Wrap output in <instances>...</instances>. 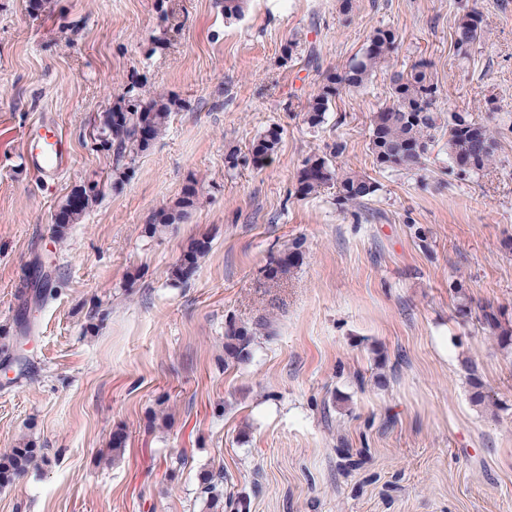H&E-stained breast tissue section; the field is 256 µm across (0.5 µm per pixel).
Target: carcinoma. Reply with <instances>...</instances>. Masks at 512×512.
<instances>
[{"instance_id": "carcinoma-1", "label": "carcinoma", "mask_w": 512, "mask_h": 512, "mask_svg": "<svg viewBox=\"0 0 512 512\" xmlns=\"http://www.w3.org/2000/svg\"><path fill=\"white\" fill-rule=\"evenodd\" d=\"M481 15L471 9L459 16L454 31L456 53L466 57L474 42L480 37ZM398 36L391 28H377L368 39L362 55L353 60L343 71L330 73L318 87L308 103L306 122L315 127L323 122L333 98L346 88H361L374 70L382 66L397 48ZM392 103L372 113L371 152L376 165L383 169L419 168L435 142V133L440 128L435 109L437 86L426 73V65L418 62L407 73L397 72L391 78ZM182 108L181 102L170 96L145 97L130 85L118 96L112 108L101 115L103 134L101 146L112 152L115 165L112 167L110 186L121 188L128 179L130 164L135 157L146 151L153 141L168 126L173 112ZM448 137L446 145L451 159L450 174L464 180L490 166L494 161L496 139L494 130L483 119L467 111L448 113ZM280 142V132L268 129L251 149L254 165L261 166L274 153ZM336 187L337 198L344 203H361L373 196L377 185L363 175L347 173L337 177L325 157H309L297 175L296 192L302 196L319 192L323 187ZM104 194V184L92 180L75 188L59 205L54 215L56 232L64 234L71 224L79 223L86 212ZM199 204L196 183L186 184L173 205L158 210L145 232L154 237L175 224L194 210ZM209 250V241L193 240L180 262L174 267L173 277L186 282L194 274L199 258ZM298 247L287 248L270 263L267 275L277 278L287 274L298 264ZM49 276L40 275L33 285L31 296L24 297V305H40L51 296L48 288ZM481 324L498 344L512 347V322L505 313L491 307L481 308ZM268 327L267 322L258 321L253 326L229 323L225 329L224 359L246 361L251 356V345L258 332ZM469 373V382L474 389L472 399L476 403L485 401L483 383L476 374L475 365L464 361ZM39 449L28 441L17 443L14 448L0 455V486L11 483L16 477L27 473L35 464ZM200 490L206 497V505L213 512H249V503L243 497L224 496L221 475L206 473L200 478Z\"/></svg>"}]
</instances>
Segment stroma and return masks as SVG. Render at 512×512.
I'll use <instances>...</instances> for the list:
<instances>
[{"label":"stroma","mask_w":512,"mask_h":512,"mask_svg":"<svg viewBox=\"0 0 512 512\" xmlns=\"http://www.w3.org/2000/svg\"><path fill=\"white\" fill-rule=\"evenodd\" d=\"M351 5L248 0L228 20L217 0H52L42 14L0 0V336L19 354L0 360V453L25 439L47 458L0 487V512H207L204 471L250 512H512V352L480 323L485 306L512 313V0ZM473 8L481 34L462 58L455 21ZM378 27L399 36L387 67L310 126L312 94ZM420 61L440 116L468 111L496 131L494 163L469 179L446 174L440 142L419 170L373 162L371 115L392 74ZM134 82L184 107L123 188L57 236L58 204L110 176L92 131ZM47 113L71 155L45 182L25 147ZM271 127L278 148L253 166ZM328 154L375 195H297L304 160ZM191 180L200 206L146 236ZM199 238L208 253L175 281ZM295 244L300 264L269 279ZM37 264L54 293L24 336L20 291ZM260 319L269 333L250 360L225 364L227 323ZM209 250V241L205 238L193 240L187 247L180 262L174 267L173 277L182 282H187L194 274L199 258Z\"/></svg>","instance_id":"35a3bbf8"}]
</instances>
